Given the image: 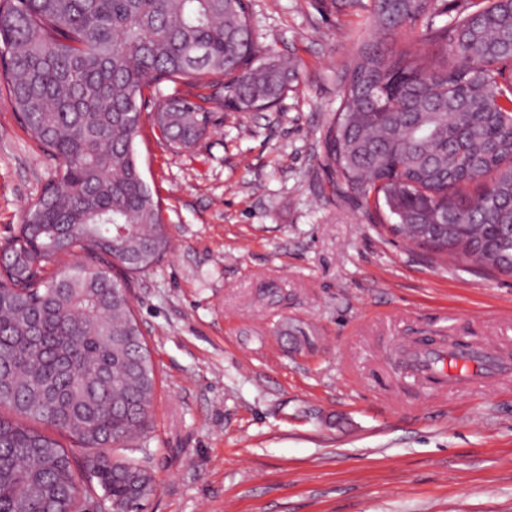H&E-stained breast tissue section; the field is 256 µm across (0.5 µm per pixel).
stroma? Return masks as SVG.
<instances>
[{
	"instance_id": "obj_1",
	"label": "stroma",
	"mask_w": 512,
	"mask_h": 512,
	"mask_svg": "<svg viewBox=\"0 0 512 512\" xmlns=\"http://www.w3.org/2000/svg\"><path fill=\"white\" fill-rule=\"evenodd\" d=\"M372 0H249L253 35L300 65L262 112L206 102L170 152L145 92L136 150L170 249L130 302L161 379L141 512H512V276L439 259L337 192L324 138ZM0 91V246L54 179ZM459 337L511 371L435 388L395 364Z\"/></svg>"
}]
</instances>
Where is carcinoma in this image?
I'll return each instance as SVG.
<instances>
[{
  "mask_svg": "<svg viewBox=\"0 0 512 512\" xmlns=\"http://www.w3.org/2000/svg\"><path fill=\"white\" fill-rule=\"evenodd\" d=\"M434 0H373L372 26L438 48L361 44L325 147L374 221L433 254L512 275V0H468L435 26ZM260 53L248 0H0V82L57 176L0 249V512H109L154 491L144 440L156 389L129 275L169 241L135 149L144 91L224 90L259 112L298 83ZM153 122L174 152L209 113L169 94ZM42 424L69 438L65 447Z\"/></svg>",
  "mask_w": 512,
  "mask_h": 512,
  "instance_id": "obj_1",
  "label": "carcinoma"
}]
</instances>
